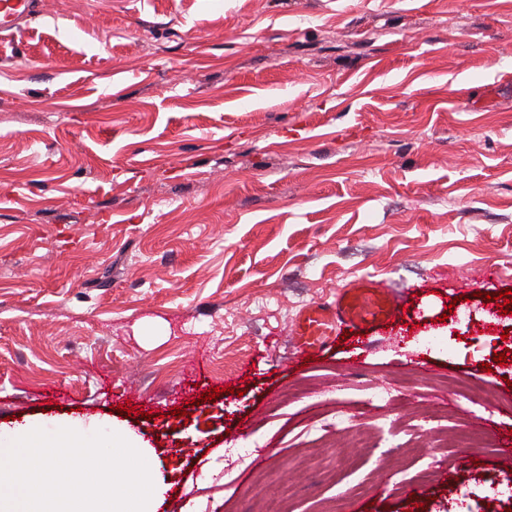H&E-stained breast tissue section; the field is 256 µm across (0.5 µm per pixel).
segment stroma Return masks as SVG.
I'll return each instance as SVG.
<instances>
[{
  "label": "stroma",
  "mask_w": 512,
  "mask_h": 512,
  "mask_svg": "<svg viewBox=\"0 0 512 512\" xmlns=\"http://www.w3.org/2000/svg\"><path fill=\"white\" fill-rule=\"evenodd\" d=\"M499 71L512 0H46L0 45V428H125L153 512H507L466 434L512 429ZM368 276L403 314L300 366Z\"/></svg>",
  "instance_id": "1"
}]
</instances>
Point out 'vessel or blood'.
Returning a JSON list of instances; mask_svg holds the SVG:
<instances>
[{"instance_id": "b4317fda", "label": "vessel or blood", "mask_w": 512, "mask_h": 512, "mask_svg": "<svg viewBox=\"0 0 512 512\" xmlns=\"http://www.w3.org/2000/svg\"><path fill=\"white\" fill-rule=\"evenodd\" d=\"M39 12V0H0V39L20 33L23 24ZM396 305L384 280L364 277L344 285L334 302L308 304L293 324L298 355L314 354L330 347L342 329L379 327L394 316Z\"/></svg>"}]
</instances>
